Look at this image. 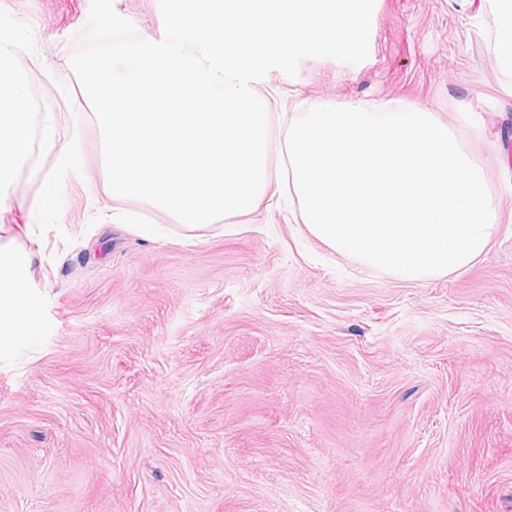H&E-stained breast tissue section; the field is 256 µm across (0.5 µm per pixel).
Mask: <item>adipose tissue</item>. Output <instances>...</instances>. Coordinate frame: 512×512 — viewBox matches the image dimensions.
I'll use <instances>...</instances> for the list:
<instances>
[{"mask_svg": "<svg viewBox=\"0 0 512 512\" xmlns=\"http://www.w3.org/2000/svg\"><path fill=\"white\" fill-rule=\"evenodd\" d=\"M40 138L45 148L55 146L56 127L45 118L39 131H31L28 99L11 70L0 64V201L4 200L10 178L20 162L29 157L31 141ZM32 253L0 250V335L17 328V315L25 297V280L20 264L31 262Z\"/></svg>", "mask_w": 512, "mask_h": 512, "instance_id": "1", "label": "adipose tissue"}]
</instances>
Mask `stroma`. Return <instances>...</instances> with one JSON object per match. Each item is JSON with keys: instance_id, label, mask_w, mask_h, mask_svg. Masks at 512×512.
I'll use <instances>...</instances> for the list:
<instances>
[{"instance_id": "1", "label": "stroma", "mask_w": 512, "mask_h": 512, "mask_svg": "<svg viewBox=\"0 0 512 512\" xmlns=\"http://www.w3.org/2000/svg\"><path fill=\"white\" fill-rule=\"evenodd\" d=\"M90 7L0 0L30 121H56L0 205V246L35 253L38 313L34 349L0 352V512H512V68L494 0H377L366 60L256 85L285 105L403 99L448 124L501 220L468 270L425 280L331 251L270 197L193 230L136 199L112 203L129 225L105 220L101 130L69 62ZM116 7L160 36L158 0Z\"/></svg>"}]
</instances>
